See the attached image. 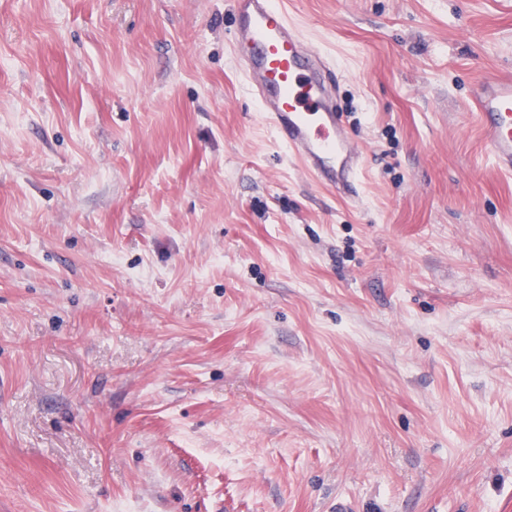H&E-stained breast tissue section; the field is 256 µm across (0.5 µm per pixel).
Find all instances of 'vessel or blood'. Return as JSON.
Wrapping results in <instances>:
<instances>
[{
    "label": "vessel or blood",
    "mask_w": 512,
    "mask_h": 512,
    "mask_svg": "<svg viewBox=\"0 0 512 512\" xmlns=\"http://www.w3.org/2000/svg\"><path fill=\"white\" fill-rule=\"evenodd\" d=\"M233 8V40L249 49L238 65L267 120L320 184L358 200L363 150L335 109L330 73L317 51L292 28L278 0H233ZM474 106L487 150L511 175L512 73L480 82Z\"/></svg>",
    "instance_id": "1"
}]
</instances>
